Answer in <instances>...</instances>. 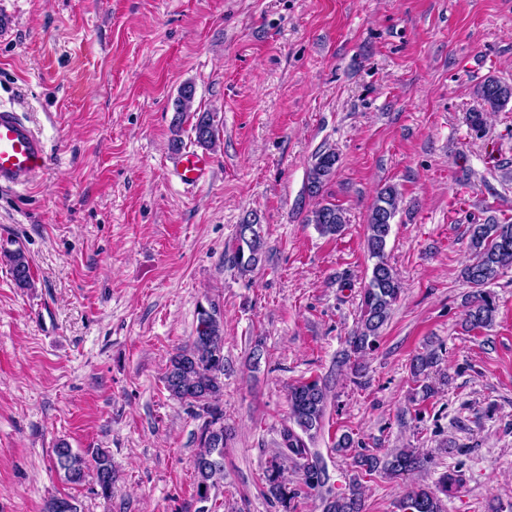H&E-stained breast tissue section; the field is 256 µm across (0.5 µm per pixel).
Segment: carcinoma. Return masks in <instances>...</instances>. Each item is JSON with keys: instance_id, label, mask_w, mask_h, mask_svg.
Instances as JSON below:
<instances>
[{"instance_id": "carcinoma-1", "label": "carcinoma", "mask_w": 512, "mask_h": 512, "mask_svg": "<svg viewBox=\"0 0 512 512\" xmlns=\"http://www.w3.org/2000/svg\"><path fill=\"white\" fill-rule=\"evenodd\" d=\"M484 109L499 111L512 102V89L495 77H488L475 90ZM195 88L183 85L175 102L173 132H179L183 122L194 119L192 130L196 144L205 150L216 144L214 117L209 112L192 111ZM339 161L334 151L316 156L309 170L308 193L317 196L336 172ZM399 208V193L391 185L377 193L367 218V250L375 259L371 274L363 291L360 326L348 337L352 353H363L373 348L382 328L390 318L392 306L401 293V284L387 261L385 248L392 224ZM306 222L315 226L323 236L340 234L347 217L343 209L334 204H322L310 211ZM470 245L475 261L462 270L463 280L475 288L474 300L467 312V323L474 328L492 325L496 304L485 287L497 280L503 270L512 266V223H501L488 218L470 229ZM13 279L20 288L33 286L31 263L26 252L18 247L3 251ZM265 257V240L261 217L249 213L238 225L237 246L232 257L233 266L243 273L255 270ZM438 360L434 351L416 356L411 363L414 378L426 376ZM164 381L169 393L192 406L200 408L206 419L197 435L198 452L194 460L197 477L196 495L210 493L224 480V447L228 440L224 428V415L219 399L224 393V318L219 308L208 303L199 307L196 334L191 342L173 355L166 368ZM289 421L280 430L273 457L267 462L264 477L268 499L279 512H294V501L304 492L322 493L329 477L308 441L320 431L327 406L325 385L317 380L292 386L288 394ZM55 464L66 480L81 483L88 468L84 456L73 452L62 443L54 449ZM291 462L301 473V486L296 488L284 476V463ZM93 468L101 494L112 496V458L104 450L92 453ZM431 459L413 448H398L382 457L367 452L353 456L354 473L349 475L343 491L321 497L322 512H363L361 477L384 473L400 477L427 469ZM460 470H449L439 476L434 486H419L410 491L399 503L400 512H445L443 501L463 484Z\"/></svg>"}]
</instances>
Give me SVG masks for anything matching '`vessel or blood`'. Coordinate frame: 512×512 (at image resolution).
Segmentation results:
<instances>
[{"label": "vessel or blood", "mask_w": 512, "mask_h": 512, "mask_svg": "<svg viewBox=\"0 0 512 512\" xmlns=\"http://www.w3.org/2000/svg\"><path fill=\"white\" fill-rule=\"evenodd\" d=\"M49 160L41 135L17 111L0 109V188L27 189L37 182ZM208 169L197 154L183 155L177 163L181 182L192 186L205 178Z\"/></svg>", "instance_id": "vessel-or-blood-1"}]
</instances>
